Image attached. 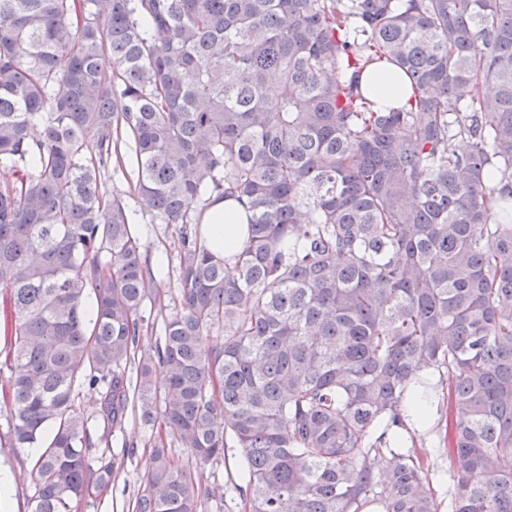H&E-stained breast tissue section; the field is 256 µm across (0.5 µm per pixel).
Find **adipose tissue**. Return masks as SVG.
Here are the masks:
<instances>
[{"label": "adipose tissue", "instance_id": "ef3b65f1", "mask_svg": "<svg viewBox=\"0 0 512 512\" xmlns=\"http://www.w3.org/2000/svg\"><path fill=\"white\" fill-rule=\"evenodd\" d=\"M361 87L371 93L380 104L396 100L405 104L411 88L391 69L378 65L366 67L360 77ZM203 236L210 250L217 256H230L238 252L247 236L246 212L232 198L214 199L203 218Z\"/></svg>", "mask_w": 512, "mask_h": 512}]
</instances>
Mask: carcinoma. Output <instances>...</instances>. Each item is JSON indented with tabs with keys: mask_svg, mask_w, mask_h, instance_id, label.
<instances>
[{
	"mask_svg": "<svg viewBox=\"0 0 512 512\" xmlns=\"http://www.w3.org/2000/svg\"><path fill=\"white\" fill-rule=\"evenodd\" d=\"M374 63L409 106L362 93ZM131 155L141 211L180 225L140 354L154 271L98 190ZM215 196L249 212L230 261ZM0 298L31 512L116 479L131 404L158 426L133 512H224L204 470L230 446L248 512H512V0H0ZM420 384L447 390L441 499L388 437ZM246 211L234 198L218 199L205 212L203 236L210 250L218 257L238 252L247 236Z\"/></svg>",
	"mask_w": 512,
	"mask_h": 512,
	"instance_id": "cac0c4a2",
	"label": "carcinoma"
}]
</instances>
